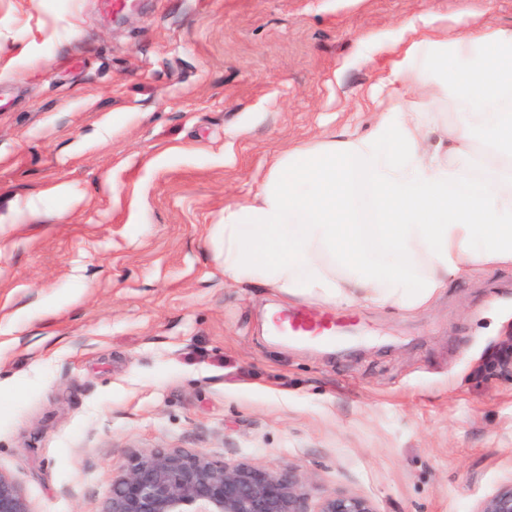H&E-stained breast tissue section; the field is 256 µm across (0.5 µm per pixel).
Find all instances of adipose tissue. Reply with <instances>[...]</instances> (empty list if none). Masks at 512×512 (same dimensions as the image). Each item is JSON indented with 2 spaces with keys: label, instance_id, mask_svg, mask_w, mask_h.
Listing matches in <instances>:
<instances>
[{
  "label": "adipose tissue",
  "instance_id": "adipose-tissue-1",
  "mask_svg": "<svg viewBox=\"0 0 512 512\" xmlns=\"http://www.w3.org/2000/svg\"><path fill=\"white\" fill-rule=\"evenodd\" d=\"M400 29L368 98L373 130L273 155L257 191L225 206V282L412 311L479 267L512 266V113L494 109L512 94V30ZM450 59L454 71L439 77ZM445 99L457 108L449 123L437 110Z\"/></svg>",
  "mask_w": 512,
  "mask_h": 512
}]
</instances>
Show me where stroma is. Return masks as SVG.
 Wrapping results in <instances>:
<instances>
[{"label":"stroma","instance_id":"stroma-1","mask_svg":"<svg viewBox=\"0 0 512 512\" xmlns=\"http://www.w3.org/2000/svg\"><path fill=\"white\" fill-rule=\"evenodd\" d=\"M134 2L0 0V471L33 512H101L178 448L300 466L311 512H478L512 482V379L480 371L512 268L410 315L341 308L359 326L322 349L225 283L221 225L274 154L373 128L402 20L511 30L512 0ZM317 512H377V510L368 498L335 492L322 498Z\"/></svg>","mask_w":512,"mask_h":512}]
</instances>
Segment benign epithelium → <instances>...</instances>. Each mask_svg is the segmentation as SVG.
I'll return each instance as SVG.
<instances>
[{"mask_svg":"<svg viewBox=\"0 0 512 512\" xmlns=\"http://www.w3.org/2000/svg\"><path fill=\"white\" fill-rule=\"evenodd\" d=\"M512 370V336L485 371ZM311 485L297 466L269 470L248 461H216L180 449L150 450L111 480L102 512H309ZM0 512H33L21 487L0 471ZM318 512H377L368 498L331 493ZM479 512H512V483L486 497Z\"/></svg>","mask_w":512,"mask_h":512,"instance_id":"benign-epithelium-1","label":"benign epithelium"}]
</instances>
